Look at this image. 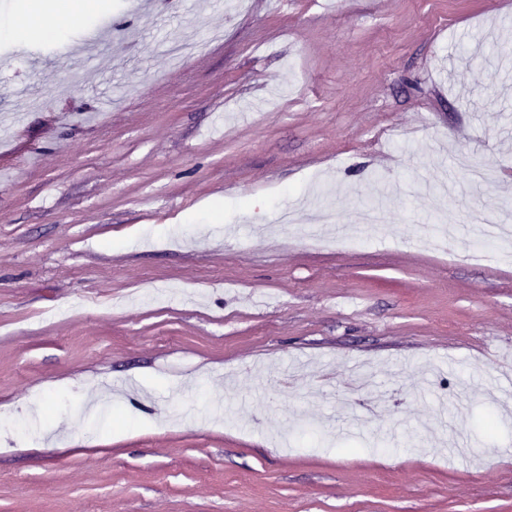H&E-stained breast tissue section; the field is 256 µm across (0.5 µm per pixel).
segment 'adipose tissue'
Instances as JSON below:
<instances>
[{
  "mask_svg": "<svg viewBox=\"0 0 512 512\" xmlns=\"http://www.w3.org/2000/svg\"><path fill=\"white\" fill-rule=\"evenodd\" d=\"M89 0H28L13 22L0 28V36L25 40L33 36L53 39L67 26L79 23Z\"/></svg>",
  "mask_w": 512,
  "mask_h": 512,
  "instance_id": "obj_1",
  "label": "adipose tissue"
}]
</instances>
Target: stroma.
<instances>
[{
  "label": "stroma",
  "mask_w": 512,
  "mask_h": 512,
  "mask_svg": "<svg viewBox=\"0 0 512 512\" xmlns=\"http://www.w3.org/2000/svg\"><path fill=\"white\" fill-rule=\"evenodd\" d=\"M235 2L0 39V512H512V0Z\"/></svg>",
  "instance_id": "1"
}]
</instances>
